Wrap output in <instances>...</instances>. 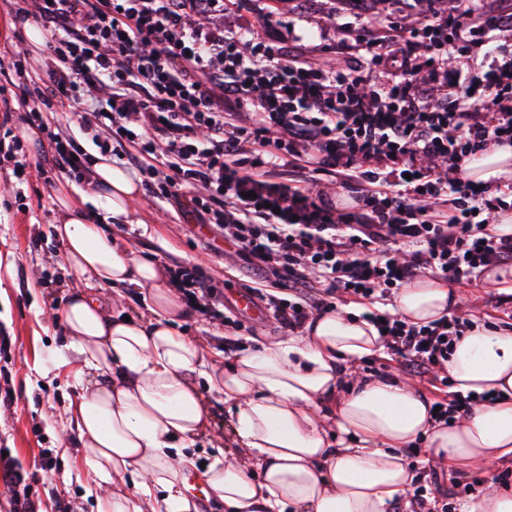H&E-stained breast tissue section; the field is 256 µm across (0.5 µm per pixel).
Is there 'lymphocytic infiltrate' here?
Here are the masks:
<instances>
[{"label": "lymphocytic infiltrate", "instance_id": "obj_1", "mask_svg": "<svg viewBox=\"0 0 512 512\" xmlns=\"http://www.w3.org/2000/svg\"><path fill=\"white\" fill-rule=\"evenodd\" d=\"M217 2L18 9L53 58L29 111L52 104L120 133L167 198L210 190L217 205L199 210L201 223L274 279L262 298L282 328H304L335 295L362 301L397 369L435 390L436 420L471 414L477 400L448 393L444 372L467 319L421 325L378 305L422 275L473 286L512 262V232L491 227L493 187L464 176L467 159L512 147V55L469 67L461 86L448 63L449 46L511 32L512 8L471 0L451 15L425 0L415 25L391 22L384 36L363 15L342 31L354 65L327 67L271 39L191 25ZM323 176L353 189L351 207L314 191Z\"/></svg>", "mask_w": 512, "mask_h": 512}]
</instances>
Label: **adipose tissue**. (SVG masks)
Wrapping results in <instances>:
<instances>
[{"instance_id":"ef3b65f1","label":"adipose tissue","mask_w":512,"mask_h":512,"mask_svg":"<svg viewBox=\"0 0 512 512\" xmlns=\"http://www.w3.org/2000/svg\"><path fill=\"white\" fill-rule=\"evenodd\" d=\"M91 168L92 211L58 199L54 231L84 285L56 319L77 363L67 414L95 480L112 488L104 512H195L198 489L226 512H389L411 489L406 453L417 440L452 466L512 458V332L476 326L456 340L447 363L454 390L497 398L448 425L395 378L348 381L352 366L383 349L376 328L348 311L320 313L304 335L222 366L175 329L186 310L160 265L103 230L129 215L136 181L106 155H94ZM510 173L507 147L465 165L474 182ZM130 287L141 289L149 320L124 321L99 295ZM453 303L448 287L421 278L400 289L392 309L426 323ZM209 391L224 396L232 441L211 432ZM202 439L214 454L201 471L193 449Z\"/></svg>"}]
</instances>
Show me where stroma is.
Masks as SVG:
<instances>
[{
  "label": "stroma",
  "instance_id": "obj_1",
  "mask_svg": "<svg viewBox=\"0 0 512 512\" xmlns=\"http://www.w3.org/2000/svg\"><path fill=\"white\" fill-rule=\"evenodd\" d=\"M351 20L335 0H250L237 9L221 6L209 23L283 41L289 50L314 49L322 61L341 65L345 54L333 53L332 48L340 37L339 25ZM27 31L26 24L16 20L11 0H0V86L8 98L0 103V156L9 150L34 163L49 157L46 136L32 142L21 135L22 127L38 119L52 131L69 135L82 151L101 146L113 163L130 169L128 144L119 136L104 133L91 139L69 112H28L12 65L21 63L30 75H37L48 49H32ZM91 191L86 175H56L49 180L36 172L21 176L14 173L12 163L0 159V254L10 261L0 267V469L9 467L23 476L37 512L99 510L97 496L87 492L85 451L65 414L75 383L71 365L54 356L65 342V332L52 319L78 282L53 235L59 217L57 197L64 192L78 200ZM108 230L162 268L203 267L216 304H223L227 293L267 287L261 271L226 253L219 230L197 224L191 213L159 194L141 191L132 223L112 224ZM456 293V309L462 316L491 329L512 331L511 292L483 280L457 288ZM175 327L219 352L227 363L285 334L277 322L261 323L243 312L236 313L228 326L223 316L193 310ZM409 461L414 471L436 470L440 490L452 492L448 512H459L462 503L480 498L493 478L512 472L508 460L489 461L479 471L447 468L423 450L410 454Z\"/></svg>",
  "mask_w": 512,
  "mask_h": 512
}]
</instances>
